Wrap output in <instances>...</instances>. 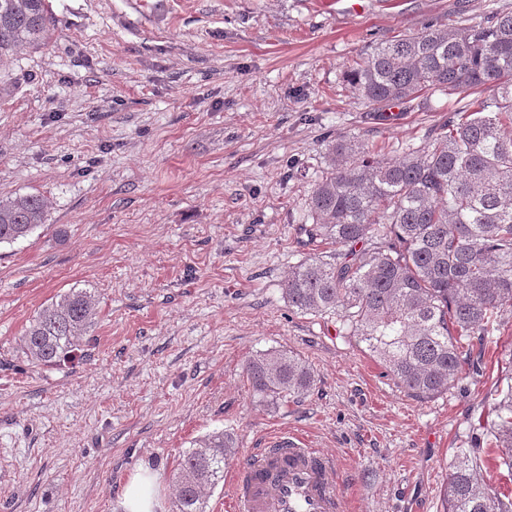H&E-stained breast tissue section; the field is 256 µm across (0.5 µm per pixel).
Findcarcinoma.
Returning <instances> with one entry per match:
<instances>
[{"instance_id":"cac0c4a2","label":"carcinoma","mask_w":512,"mask_h":512,"mask_svg":"<svg viewBox=\"0 0 512 512\" xmlns=\"http://www.w3.org/2000/svg\"><path fill=\"white\" fill-rule=\"evenodd\" d=\"M54 33L48 0H0V65L21 48L47 46ZM372 110L409 103L427 91H491L448 113L425 143L397 158L362 145L327 146L328 168L307 200L312 243L329 246L289 267L288 306L334 314L348 335L385 366L405 394L428 400L448 392L476 336L512 313V12L474 27L429 25L380 42L346 72ZM40 194L0 199V244L45 223ZM95 295L71 289L44 304L21 336L35 366L56 367L79 350L98 316ZM258 401L305 396L311 365L271 348L245 363ZM490 398L497 409L492 443L497 466L512 474V375ZM237 440L227 431L195 441L176 474L175 512H206L203 491L224 481ZM478 448L449 463L445 512H512V492L492 489Z\"/></svg>"}]
</instances>
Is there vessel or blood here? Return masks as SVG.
<instances>
[{
    "instance_id": "obj_1",
    "label": "vessel or blood",
    "mask_w": 512,
    "mask_h": 512,
    "mask_svg": "<svg viewBox=\"0 0 512 512\" xmlns=\"http://www.w3.org/2000/svg\"><path fill=\"white\" fill-rule=\"evenodd\" d=\"M232 512H344L336 463L292 433L269 437L231 467Z\"/></svg>"
}]
</instances>
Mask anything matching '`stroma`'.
<instances>
[{
	"instance_id": "stroma-1",
	"label": "stroma",
	"mask_w": 512,
	"mask_h": 512,
	"mask_svg": "<svg viewBox=\"0 0 512 512\" xmlns=\"http://www.w3.org/2000/svg\"><path fill=\"white\" fill-rule=\"evenodd\" d=\"M49 46L0 68V197L38 193L43 224L0 245V512H124L143 470L173 512L199 437L237 460L278 432L335 458L347 512H443L448 464L488 448L487 393L512 318L473 340L448 393L419 401L332 315L290 309L312 251L305 201L325 146L393 157L460 96L427 92L370 119L344 73L377 42L512 11V0H50ZM72 288L99 301L80 356L31 365L20 336ZM271 348L317 374L302 400L259 402L243 367Z\"/></svg>"
}]
</instances>
